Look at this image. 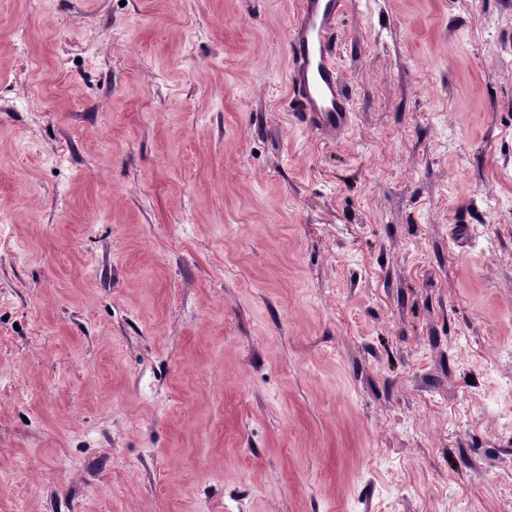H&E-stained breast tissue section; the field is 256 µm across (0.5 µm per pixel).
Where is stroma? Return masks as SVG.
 <instances>
[{
	"mask_svg": "<svg viewBox=\"0 0 512 512\" xmlns=\"http://www.w3.org/2000/svg\"><path fill=\"white\" fill-rule=\"evenodd\" d=\"M0 0V512H512V0ZM343 0H300L289 31L291 91L302 122L327 139L340 138L354 112L335 62L336 20Z\"/></svg>",
	"mask_w": 512,
	"mask_h": 512,
	"instance_id": "obj_1",
	"label": "stroma"
}]
</instances>
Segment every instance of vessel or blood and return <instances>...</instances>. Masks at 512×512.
I'll return each instance as SVG.
<instances>
[{
	"mask_svg": "<svg viewBox=\"0 0 512 512\" xmlns=\"http://www.w3.org/2000/svg\"><path fill=\"white\" fill-rule=\"evenodd\" d=\"M344 0H300L289 31L291 91L302 122L327 139L340 138L354 112L335 62L336 20Z\"/></svg>",
	"mask_w": 512,
	"mask_h": 512,
	"instance_id": "vessel-or-blood-1",
	"label": "vessel or blood"
}]
</instances>
